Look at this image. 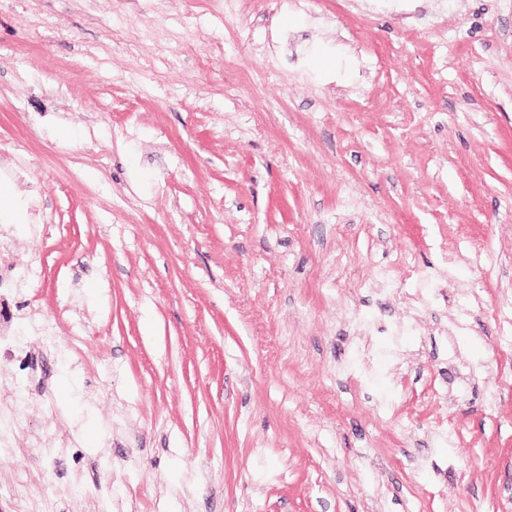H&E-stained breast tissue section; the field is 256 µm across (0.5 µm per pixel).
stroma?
I'll use <instances>...</instances> for the list:
<instances>
[{
	"mask_svg": "<svg viewBox=\"0 0 512 512\" xmlns=\"http://www.w3.org/2000/svg\"><path fill=\"white\" fill-rule=\"evenodd\" d=\"M0 184V512H512V0H0ZM21 275L11 264H0V361L8 363L12 368L13 381L23 378V371L26 370V344L16 340L11 348H5L2 352L1 342L9 334L8 323L12 321L9 303L12 296L13 286Z\"/></svg>",
	"mask_w": 512,
	"mask_h": 512,
	"instance_id": "stroma-1",
	"label": "stroma"
}]
</instances>
